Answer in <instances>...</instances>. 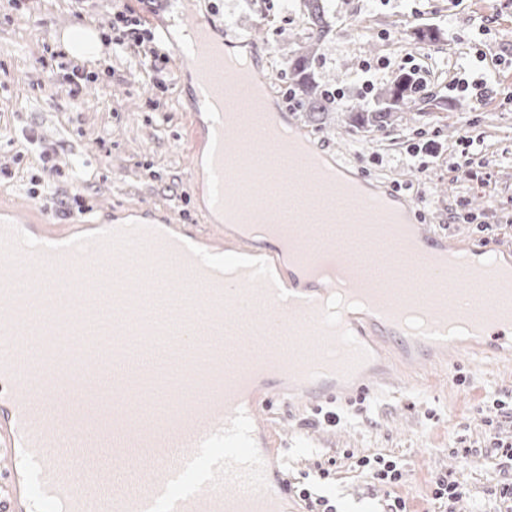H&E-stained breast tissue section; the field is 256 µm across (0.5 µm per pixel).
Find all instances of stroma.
Here are the masks:
<instances>
[{"instance_id": "obj_1", "label": "stroma", "mask_w": 512, "mask_h": 512, "mask_svg": "<svg viewBox=\"0 0 512 512\" xmlns=\"http://www.w3.org/2000/svg\"><path fill=\"white\" fill-rule=\"evenodd\" d=\"M216 28H229L247 42L281 111H292L307 137L327 151H341L367 179L421 200V221L436 225L458 243L512 245V0H330L331 33L319 41L312 65L317 82L340 88L347 102L370 103L363 61L383 63L375 77L386 84L400 67L424 71L421 91L382 127L366 129L336 108L314 117L288 105V59L308 29L302 0H197ZM110 0H26L13 9L0 0V202L27 205L26 184L39 159L29 132L54 153L57 167L90 198L95 215L145 210L148 220L201 224L196 180L187 168L185 116L189 81L182 63L169 58L167 83L103 48L111 76L87 84L82 105L72 110L67 88L53 99L41 90L34 60L48 32L101 28ZM433 25L445 32L441 46L423 50L415 29ZM482 74L486 91L451 90L457 74ZM479 142L470 173L454 170L461 130ZM108 152L95 154L97 141ZM474 221H461L463 213ZM421 377L400 378L399 397L339 396L330 410L339 425H316L315 447L292 444L284 451L291 476L329 468L326 486L341 512H384L394 499L409 512H512L503 498L512 466L489 446L490 437L512 443V410L493 399L512 398V366L486 364L458 355L452 370L425 366ZM420 377V378H421ZM384 456L402 467L397 483L369 478L358 462ZM463 481L465 498L435 500L436 477Z\"/></svg>"}]
</instances>
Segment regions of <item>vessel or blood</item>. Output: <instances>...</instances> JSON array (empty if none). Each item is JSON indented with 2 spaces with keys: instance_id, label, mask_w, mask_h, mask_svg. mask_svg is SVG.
Instances as JSON below:
<instances>
[{
  "instance_id": "vessel-or-blood-1",
  "label": "vessel or blood",
  "mask_w": 512,
  "mask_h": 512,
  "mask_svg": "<svg viewBox=\"0 0 512 512\" xmlns=\"http://www.w3.org/2000/svg\"><path fill=\"white\" fill-rule=\"evenodd\" d=\"M173 24L198 33L195 53L171 42L168 30L159 31L160 40L188 60L198 95L211 96L224 74L202 64L213 39L207 22L181 9ZM237 125L236 117L209 112L203 124L190 126L194 156L208 161L206 211L224 210L265 177L242 162L225 178ZM319 227V219L304 215L288 235L309 240ZM414 230L420 246L447 252L446 237L424 224ZM230 243L216 223H38L15 209L0 220V512H283L288 480L271 473L273 433L258 416L274 399L318 403L300 349L306 337L329 335L320 296L336 284L279 274L282 253L273 243L260 253L251 240L234 251ZM134 247L165 263L177 256L180 265H166L148 283L127 280L115 267L117 318L102 322L84 273ZM473 252L477 261L461 278L485 314L465 351L494 363L512 351V280L487 287L486 267L501 249L486 244ZM447 281V266L432 262L398 294L372 291L376 321L346 327L352 349L333 346L330 355L365 368L389 344L392 366L421 365L406 334L391 329L411 299L430 319L421 350L439 364L453 362L446 329L457 312L448 304ZM47 288L63 299L30 328L25 293ZM149 293L170 296L174 311L166 320L142 317ZM274 336L288 343L287 370L244 375L249 363L271 357Z\"/></svg>"
}]
</instances>
